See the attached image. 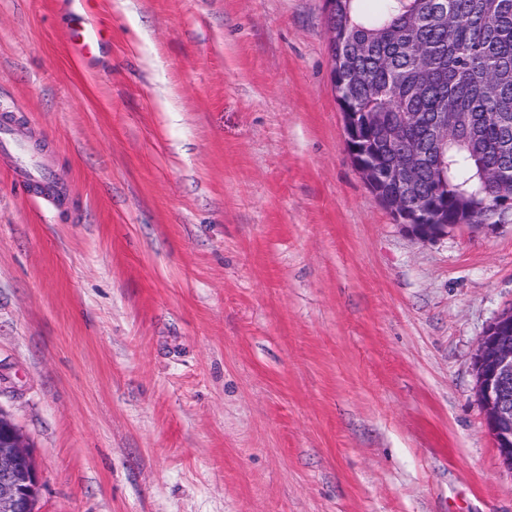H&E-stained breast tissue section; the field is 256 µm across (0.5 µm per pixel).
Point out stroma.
<instances>
[{"label": "stroma", "instance_id": "stroma-1", "mask_svg": "<svg viewBox=\"0 0 512 512\" xmlns=\"http://www.w3.org/2000/svg\"><path fill=\"white\" fill-rule=\"evenodd\" d=\"M0 0V409L36 512H512L474 353L512 222L422 242L345 144L326 0ZM101 39L100 30L95 26H88L80 15L74 19L73 26L66 36L70 51L81 58L93 54ZM19 184L27 186L28 195L42 198L54 193V180L43 165H26L16 168L11 173Z\"/></svg>", "mask_w": 512, "mask_h": 512}]
</instances>
